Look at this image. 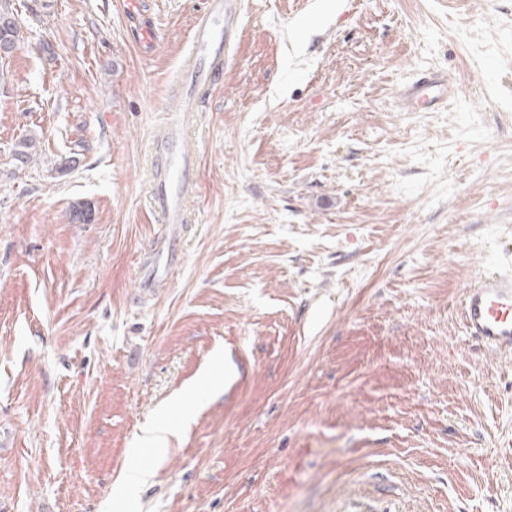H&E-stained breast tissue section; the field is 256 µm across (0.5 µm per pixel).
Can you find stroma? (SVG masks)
<instances>
[{
  "label": "stroma",
  "mask_w": 512,
  "mask_h": 512,
  "mask_svg": "<svg viewBox=\"0 0 512 512\" xmlns=\"http://www.w3.org/2000/svg\"><path fill=\"white\" fill-rule=\"evenodd\" d=\"M14 3L0 512H512V359L460 308L512 271V0H241L169 228L150 145L204 0ZM427 73L458 92L403 112ZM167 432L164 427L146 429L138 438L137 447L149 448L155 455H160L167 449Z\"/></svg>",
  "instance_id": "35a3bbf8"
}]
</instances>
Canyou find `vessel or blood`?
I'll list each match as a JSON object with an SVG mask.
<instances>
[{
    "mask_svg": "<svg viewBox=\"0 0 512 512\" xmlns=\"http://www.w3.org/2000/svg\"><path fill=\"white\" fill-rule=\"evenodd\" d=\"M237 20V0H208L180 66L181 107L168 113L169 125L191 127L207 79L224 71ZM454 91L447 77L428 74L401 86L398 100L403 111L415 112L447 101ZM193 168L181 138L168 134L154 141L150 199L163 223H183L186 200L195 189ZM461 314L469 336L499 355L512 357V273L487 272L474 279L463 291Z\"/></svg>",
    "mask_w": 512,
    "mask_h": 512,
    "instance_id": "obj_1",
    "label": "vessel or blood"
}]
</instances>
